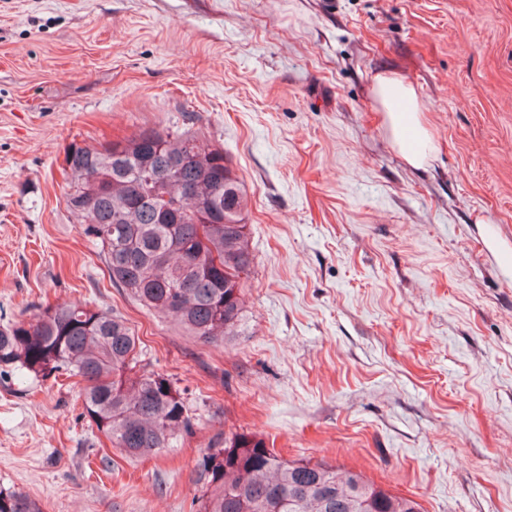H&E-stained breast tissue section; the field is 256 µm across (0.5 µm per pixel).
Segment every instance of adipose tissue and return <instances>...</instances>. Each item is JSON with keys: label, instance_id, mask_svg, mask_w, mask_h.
I'll list each match as a JSON object with an SVG mask.
<instances>
[{"label": "adipose tissue", "instance_id": "adipose-tissue-1", "mask_svg": "<svg viewBox=\"0 0 512 512\" xmlns=\"http://www.w3.org/2000/svg\"><path fill=\"white\" fill-rule=\"evenodd\" d=\"M387 122L394 149L411 166H421L432 150V138L421 121L422 104L415 89L393 73L377 75L372 88Z\"/></svg>", "mask_w": 512, "mask_h": 512}]
</instances>
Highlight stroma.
<instances>
[{
	"instance_id": "obj_1",
	"label": "stroma",
	"mask_w": 512,
	"mask_h": 512,
	"mask_svg": "<svg viewBox=\"0 0 512 512\" xmlns=\"http://www.w3.org/2000/svg\"><path fill=\"white\" fill-rule=\"evenodd\" d=\"M413 86L409 166L373 97ZM189 131L243 184L246 317L195 342L112 286L65 203L72 142ZM86 300L194 426L128 459L58 373L0 377V489L42 512H191L246 432L423 512H512V0H0V326ZM373 94L380 103L394 149L411 166L420 167L432 151V138L422 124V104L415 89L395 73L376 76Z\"/></svg>"
}]
</instances>
